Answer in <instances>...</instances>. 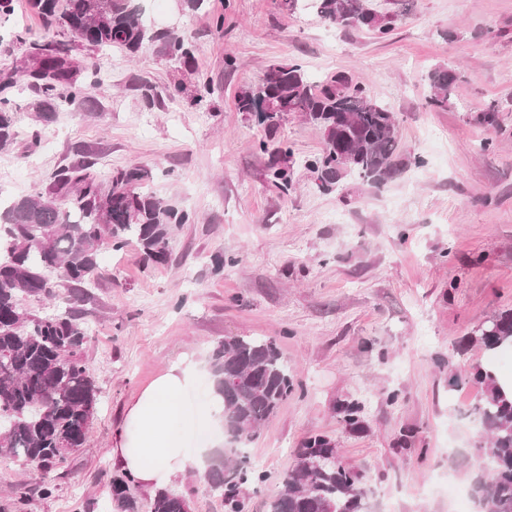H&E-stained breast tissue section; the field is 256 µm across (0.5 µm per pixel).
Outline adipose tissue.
I'll use <instances>...</instances> for the list:
<instances>
[{
	"mask_svg": "<svg viewBox=\"0 0 512 512\" xmlns=\"http://www.w3.org/2000/svg\"><path fill=\"white\" fill-rule=\"evenodd\" d=\"M197 375L189 361L170 365L145 387L126 413L117 434L114 454L123 470L143 487L156 489L187 469L203 470L209 449L224 444L223 406L220 400L208 401L205 407L188 411L184 398ZM207 418L213 434L206 447L188 456L174 423L190 424L195 418Z\"/></svg>",
	"mask_w": 512,
	"mask_h": 512,
	"instance_id": "adipose-tissue-1",
	"label": "adipose tissue"
}]
</instances>
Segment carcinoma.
I'll return each instance as SVG.
<instances>
[{
  "label": "carcinoma",
  "mask_w": 512,
  "mask_h": 512,
  "mask_svg": "<svg viewBox=\"0 0 512 512\" xmlns=\"http://www.w3.org/2000/svg\"><path fill=\"white\" fill-rule=\"evenodd\" d=\"M312 2L324 20L343 28L365 27L380 38L405 15L400 9L379 12L370 0ZM60 20L89 46L136 54L159 42L173 57L186 63L193 58L189 38L175 29L153 30L136 0H68ZM28 77L39 96L37 125L29 132L35 146L41 126L52 121L59 103L85 104V85L59 51L43 55ZM458 78L453 67L432 71L427 105L448 108ZM14 87V74L0 76V149L10 147L17 136ZM237 109L265 113L261 125L270 132L290 112L318 126L324 149L308 166L325 191L349 174L379 185L400 171L392 112L373 99L366 84L345 73L314 83L298 63H272L259 83L238 94ZM292 157V147L284 142L272 154L268 177L274 186H290ZM150 179L145 168L116 170L105 191L96 176L79 168L59 178L52 191L0 203V457L55 466L67 459L69 449L85 444L97 413L98 387L81 357L90 327L78 304L84 289L98 278L100 251H119L134 241L146 260L162 264L174 233L190 222L189 212L153 194ZM65 198L71 200L66 211L60 204ZM28 296L51 298L56 306L50 314H34L22 306ZM471 341L490 351L512 350V310L473 329ZM209 366L212 391L224 403L227 442L211 458L205 478L224 499L225 512H243L247 485L262 479L243 448L288 398L293 384L276 345L259 338H224L213 348ZM469 382L484 391L474 411L496 456L494 467L486 470L481 454L475 453L472 496L478 512H512V400L483 366L470 372ZM310 449L322 456L334 452L322 435L306 441L269 512H364L367 492L360 475L339 457L326 467L308 466ZM133 482L125 472L112 481L117 512H137L136 501L127 494ZM188 509L186 496L169 489L157 491L150 503V512Z\"/></svg>",
  "instance_id": "carcinoma-1"
}]
</instances>
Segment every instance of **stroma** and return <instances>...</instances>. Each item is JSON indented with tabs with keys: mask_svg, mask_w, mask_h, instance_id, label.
I'll use <instances>...</instances> for the list:
<instances>
[{
	"mask_svg": "<svg viewBox=\"0 0 512 512\" xmlns=\"http://www.w3.org/2000/svg\"><path fill=\"white\" fill-rule=\"evenodd\" d=\"M141 3L153 29L176 24L195 43L191 66L157 43L135 58L81 45L63 24L45 27L31 0L0 18V69L35 66L46 42L80 73L100 70L87 103L59 109L34 150L25 134L38 95L18 76L19 136L0 151V194L48 191L77 166L98 176L141 166L158 198L192 216L167 263L146 265L134 244L101 251L78 307L93 328L82 356L100 391L88 439L51 472L48 495L39 476L0 458V512H111L128 406L183 358L201 371L196 399H207L209 355L227 336L273 340L294 386L248 445L264 480L247 486V512H268L315 434L362 474L370 512H474L481 392L461 377L489 363L512 371V354L465 341L512 309V0H410L383 39L329 25L309 0L293 13L281 0H204L189 14L177 0ZM276 62L301 64L314 82L341 71L366 83L394 115L403 171L377 186L351 176L318 188L305 166L323 148L318 127L292 112L271 136L236 109ZM441 65L460 78L447 109L432 110L428 75ZM195 72L211 82L202 107L169 93ZM491 103L494 127L477 120ZM270 136L294 150L285 191L258 148ZM346 402L361 407L357 426L338 411ZM169 488L190 512H224L202 477Z\"/></svg>",
	"mask_w": 512,
	"mask_h": 512,
	"instance_id": "35a3bbf8",
	"label": "stroma"
}]
</instances>
